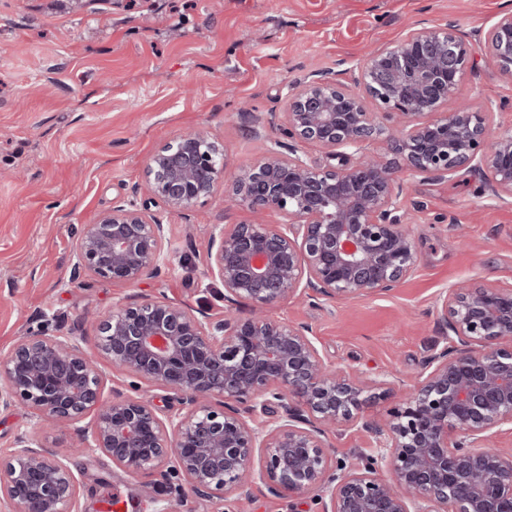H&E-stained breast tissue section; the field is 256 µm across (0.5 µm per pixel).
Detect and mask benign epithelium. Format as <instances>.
I'll return each mask as SVG.
<instances>
[{
	"instance_id": "1",
	"label": "benign epithelium",
	"mask_w": 512,
	"mask_h": 512,
	"mask_svg": "<svg viewBox=\"0 0 512 512\" xmlns=\"http://www.w3.org/2000/svg\"><path fill=\"white\" fill-rule=\"evenodd\" d=\"M490 59L512 75V13L488 33ZM453 28L412 29L371 53L355 88L315 73L288 95L279 141L249 165L228 167L224 141L204 128L182 133L146 161L144 194L83 225L73 270L135 285L168 268L169 225L149 212L181 213L224 192L256 219L215 225L207 272L224 285L225 314L211 317L164 296L98 315V355L78 326L20 338L0 357V408L22 405L47 427H79L75 450L101 453L132 473L184 484L153 499L154 512H195L189 500L219 501L259 480L274 496L319 492L323 512H512V455L493 442L512 426V287L461 284L443 295L446 332L413 389L383 422L364 418L370 384L336 367L308 329L272 321L266 307L301 294L354 298L398 287L419 257L400 214V172L446 180L481 174L495 199H512V134L490 131L492 109L454 99L470 64ZM381 108L368 111L366 101ZM380 140L384 151L365 152ZM313 143L325 161L298 149ZM273 210L282 224L259 216ZM253 307L242 318L233 307ZM137 379L132 393L106 385L97 357ZM182 395L165 412L138 383ZM271 414L262 424L257 413ZM356 425L374 438L362 465H339L324 428ZM261 454L260 467L254 466ZM78 478L43 442L17 438L0 461V512H77Z\"/></svg>"
}]
</instances>
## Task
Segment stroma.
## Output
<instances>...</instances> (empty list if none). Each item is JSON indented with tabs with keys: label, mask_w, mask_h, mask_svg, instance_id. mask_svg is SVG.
I'll list each match as a JSON object with an SVG mask.
<instances>
[{
	"label": "stroma",
	"mask_w": 512,
	"mask_h": 512,
	"mask_svg": "<svg viewBox=\"0 0 512 512\" xmlns=\"http://www.w3.org/2000/svg\"><path fill=\"white\" fill-rule=\"evenodd\" d=\"M512 0H0V354L19 337L71 327L87 313L164 295L211 314L224 288L205 267L215 225L250 212L223 189L191 209L150 210L170 226V264L158 277L118 286L74 276L84 225L134 199L154 151L204 125L223 139L231 166L279 140L274 125L293 83L334 72L352 84L368 54L411 26H454L472 66L456 98L493 107V129L512 133V77L486 58L484 39ZM401 213L419 255L391 291L345 299L291 298L275 320L305 324L320 352L364 378L393 374L366 414L387 418L423 370L440 335L441 296L458 282L512 285V202L489 196L481 175L436 180L400 173ZM60 454L79 480V512H152L153 477L73 454L66 428L41 429L24 407L0 409V459L18 436ZM337 460L359 463L371 436L328 432ZM243 512H322L314 495L276 497L263 483L242 494Z\"/></svg>",
	"instance_id": "stroma-1"
}]
</instances>
